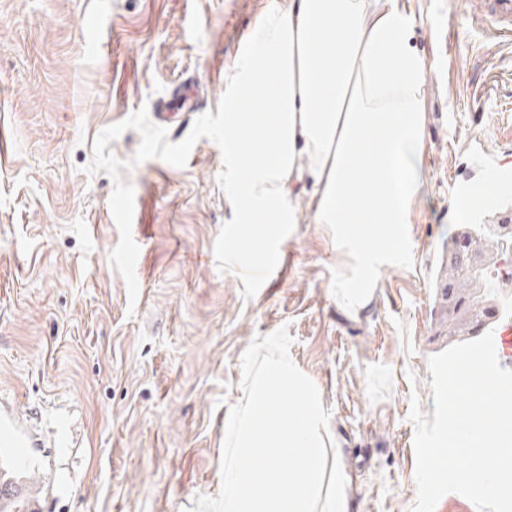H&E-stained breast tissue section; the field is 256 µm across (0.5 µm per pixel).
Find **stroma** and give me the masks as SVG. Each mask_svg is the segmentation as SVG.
<instances>
[{
    "mask_svg": "<svg viewBox=\"0 0 512 512\" xmlns=\"http://www.w3.org/2000/svg\"><path fill=\"white\" fill-rule=\"evenodd\" d=\"M0 0V401L37 448H1L34 512H189L218 496L241 357L287 327L330 413L349 512H410L412 401L448 348V236L512 214V36L463 0H410L425 183L403 254L364 268L305 197L252 274L224 190V90L269 2ZM98 15L101 33L85 26ZM194 110H184L182 96ZM475 205L457 214L459 183ZM360 282L365 300L348 304Z\"/></svg>",
    "mask_w": 512,
    "mask_h": 512,
    "instance_id": "obj_1",
    "label": "stroma"
}]
</instances>
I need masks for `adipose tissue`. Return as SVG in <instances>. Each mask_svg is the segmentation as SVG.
<instances>
[{"label":"adipose tissue","mask_w":512,"mask_h":512,"mask_svg":"<svg viewBox=\"0 0 512 512\" xmlns=\"http://www.w3.org/2000/svg\"><path fill=\"white\" fill-rule=\"evenodd\" d=\"M405 0H289L266 8L224 94V186L242 250L295 224L303 195L360 255L399 249L422 187L427 64Z\"/></svg>","instance_id":"ef3b65f1"}]
</instances>
